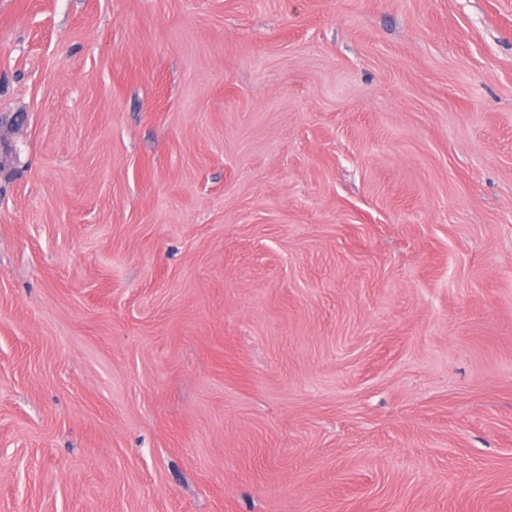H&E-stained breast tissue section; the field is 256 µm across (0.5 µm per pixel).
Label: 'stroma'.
Wrapping results in <instances>:
<instances>
[{"instance_id": "obj_1", "label": "stroma", "mask_w": 512, "mask_h": 512, "mask_svg": "<svg viewBox=\"0 0 512 512\" xmlns=\"http://www.w3.org/2000/svg\"><path fill=\"white\" fill-rule=\"evenodd\" d=\"M0 512H512V0H0Z\"/></svg>"}]
</instances>
